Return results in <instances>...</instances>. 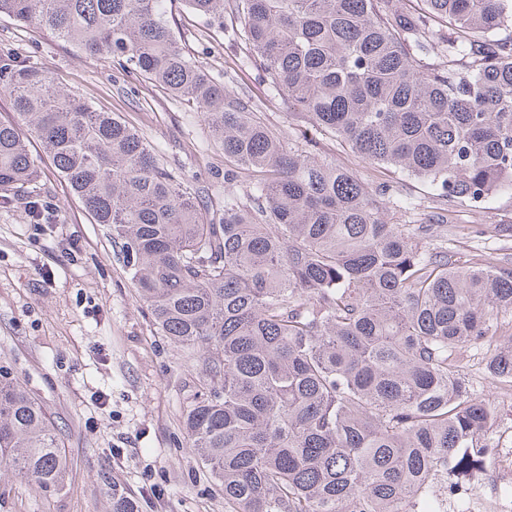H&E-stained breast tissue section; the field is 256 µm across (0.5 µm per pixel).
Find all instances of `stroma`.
<instances>
[{"label": "stroma", "mask_w": 512, "mask_h": 512, "mask_svg": "<svg viewBox=\"0 0 512 512\" xmlns=\"http://www.w3.org/2000/svg\"><path fill=\"white\" fill-rule=\"evenodd\" d=\"M169 20L199 64L228 73L265 123L296 142L304 125L255 71L239 42L210 33L173 4ZM29 59L57 86L97 111L120 114L158 145L185 177L214 182L223 204L224 153L199 112L142 80L115 83L111 60L89 55L37 24L0 17V54ZM43 218L28 200L0 206V369L19 379L57 428L69 473L63 487L0 481V512H112L106 483L119 484L139 512H224V496L189 447L182 415L201 393L187 348L161 336L150 309L116 262L105 226L71 194L37 138ZM418 202L411 213L385 208L393 224H424L436 202L430 186L399 179ZM448 251L468 265L493 249L512 254V197L458 203Z\"/></svg>", "instance_id": "obj_1"}]
</instances>
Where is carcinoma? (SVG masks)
<instances>
[{"mask_svg": "<svg viewBox=\"0 0 512 512\" xmlns=\"http://www.w3.org/2000/svg\"><path fill=\"white\" fill-rule=\"evenodd\" d=\"M247 57L313 136L295 147L178 43L168 0H0V15L112 59L201 112L224 150V207L121 117L38 67L0 57V189L30 190L39 139L107 226L157 330L191 352L206 393L183 416L225 512H428L448 465L473 468L496 407L472 346L512 384V256L456 267L448 205L512 196V0H182ZM339 140L427 183L443 212L321 157ZM440 239L429 249L425 241ZM52 422L0 373V479L61 488ZM112 512H135L112 487Z\"/></svg>", "mask_w": 512, "mask_h": 512, "instance_id": "obj_1", "label": "carcinoma"}]
</instances>
